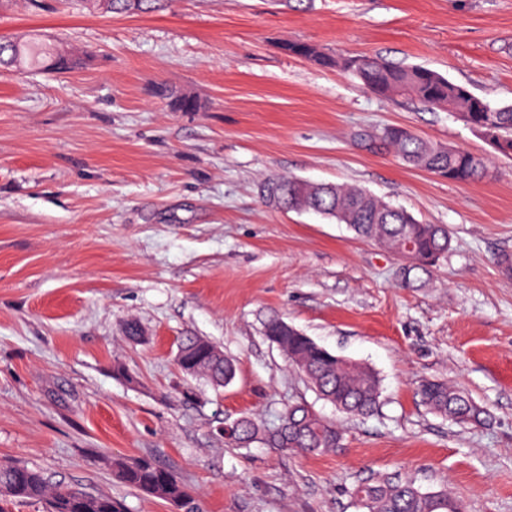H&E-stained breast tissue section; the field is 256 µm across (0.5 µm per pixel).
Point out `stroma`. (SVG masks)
I'll use <instances>...</instances> for the list:
<instances>
[{
    "mask_svg": "<svg viewBox=\"0 0 512 512\" xmlns=\"http://www.w3.org/2000/svg\"><path fill=\"white\" fill-rule=\"evenodd\" d=\"M25 34L86 63L0 70V461L124 512H177L113 479V459L140 457L172 471L200 512H360L351 487L386 476L452 488L470 512H512V271L500 263L512 158L455 112L375 94L337 64L420 65L512 105V0H169L120 15L0 0V38ZM395 125L492 155V177L407 167L374 142ZM281 176L366 189L447 225L452 247L403 287L400 260L346 225L266 204ZM272 313L371 366L377 414L319 399L264 337ZM188 332L236 359L230 385L181 371ZM425 379L467 389L489 421L430 413ZM301 400L341 425V448H236L219 434Z\"/></svg>",
    "mask_w": 512,
    "mask_h": 512,
    "instance_id": "35a3bbf8",
    "label": "stroma"
}]
</instances>
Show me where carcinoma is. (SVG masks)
Instances as JSON below:
<instances>
[{
	"mask_svg": "<svg viewBox=\"0 0 512 512\" xmlns=\"http://www.w3.org/2000/svg\"><path fill=\"white\" fill-rule=\"evenodd\" d=\"M96 8L112 14L149 13L162 7L164 0H88ZM288 50L329 67L334 61L316 47L293 42ZM18 60L29 69L55 68L67 71L82 59L65 50H54L46 42L29 38L17 44L0 39V65ZM342 67L359 78L375 93L385 97L408 96L419 102L459 111L460 118L482 134L496 152L512 155V106L493 107L445 76L421 66L394 65L381 58L351 56ZM379 141L404 164L456 183L483 180L489 160L480 155L426 141L412 132L389 133L384 128ZM265 200L281 209L312 210L345 224L354 234L376 243L405 266L402 280L413 284L420 275L446 258L451 247L448 227L424 224L406 210L397 208L355 186L313 184L296 178L274 179L265 187ZM264 336L283 353L288 364L318 396L339 412L355 418L374 416L380 406L381 382L367 364L344 358L317 344L282 317L273 313L264 321ZM211 341L188 334L181 339L177 360L180 369L192 377H203L215 386L229 384L236 365L224 352L209 348ZM421 401L428 410L460 425H481L489 418L461 387L443 380H426L419 387ZM343 433L336 423L324 418L305 402L288 405L272 424L252 414L235 420L227 442L248 448L256 442L271 448L296 449L319 454L337 448ZM112 475L120 483L142 493L179 506L183 512H199L194 497L165 467L150 459L112 461ZM351 496L365 512H469L467 499L442 488L423 490L411 481L385 480L358 484ZM39 500L47 512H123L121 504L104 494L79 488H52L43 475L17 463L0 462V501Z\"/></svg>",
	"mask_w": 512,
	"mask_h": 512,
	"instance_id": "cac0c4a2",
	"label": "carcinoma"
}]
</instances>
